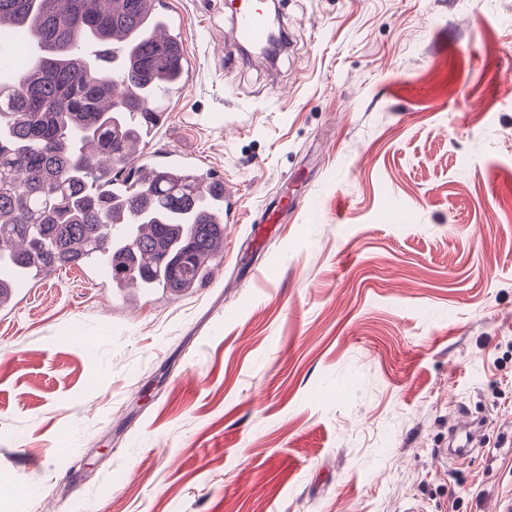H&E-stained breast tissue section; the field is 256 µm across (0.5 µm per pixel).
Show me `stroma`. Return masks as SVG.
I'll use <instances>...</instances> for the list:
<instances>
[{
  "label": "stroma",
  "instance_id": "stroma-1",
  "mask_svg": "<svg viewBox=\"0 0 512 512\" xmlns=\"http://www.w3.org/2000/svg\"><path fill=\"white\" fill-rule=\"evenodd\" d=\"M165 2L191 69L148 148L238 221L191 293L75 265L0 309V512H504L512 0H280L268 68L221 58L224 0ZM457 422L454 433L450 437L448 448H442L439 453L441 457L448 461V455L460 457L463 456L467 448L471 447L473 438L475 436V427L477 424L470 421L468 417L461 412L457 411Z\"/></svg>",
  "mask_w": 512,
  "mask_h": 512
}]
</instances>
